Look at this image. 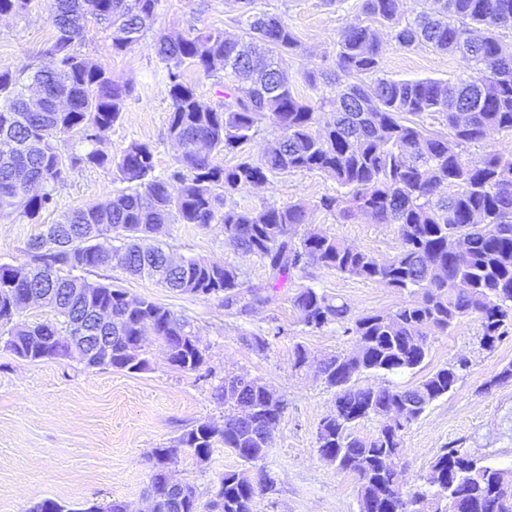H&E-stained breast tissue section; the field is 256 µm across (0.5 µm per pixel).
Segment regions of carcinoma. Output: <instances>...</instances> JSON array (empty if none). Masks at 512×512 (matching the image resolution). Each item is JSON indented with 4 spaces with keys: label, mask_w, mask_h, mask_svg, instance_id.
I'll return each instance as SVG.
<instances>
[{
    "label": "carcinoma",
    "mask_w": 512,
    "mask_h": 512,
    "mask_svg": "<svg viewBox=\"0 0 512 512\" xmlns=\"http://www.w3.org/2000/svg\"><path fill=\"white\" fill-rule=\"evenodd\" d=\"M158 0H54L55 35L47 50L54 68L0 70V220L36 222L53 201V190L81 167H115L129 192L73 209L28 244L24 260L0 265V349L31 362L68 358L53 337L74 335L86 306L110 308L112 357L106 366L132 373L149 369L145 332L167 349L170 365L196 371L204 349L188 323L169 309L134 298L112 283L68 276L74 270L121 269L181 293L220 296L224 307L255 310L271 304L293 272L327 269L383 283L409 293L395 310L354 316L349 306L315 288L291 298L298 321L311 331L332 325L353 336L350 349L322 359L320 374L335 392V408L316 434L320 457L358 481L360 512H512V468L483 465L461 448H443L423 483L405 489L397 477L403 432L434 401L453 390L469 369L459 358L428 374L413 388H362L357 376L419 367L431 338L466 318L478 321L479 344L491 351L512 326V153L489 150L473 157L465 147L491 130L512 132V0H434L437 8L411 20L399 15L398 0H362L364 19L346 25L336 43L332 72L305 68L310 100L295 94L287 58L300 42L282 18L253 14L241 4L243 34L252 47L216 30L176 38L162 36L155 52L164 64L170 100L168 137L180 148L170 179L154 175V150L132 142L115 159L104 152H67L77 135L95 142L122 117L134 88L77 49L88 19L111 31L112 51L125 52L140 40ZM390 30L401 49L429 46L454 53L472 76L455 83L425 78L394 80L382 74L378 28ZM190 66L209 77L224 72V101L201 102L185 80ZM44 101L29 106L26 90ZM333 108L321 124L320 114ZM433 117L448 127L434 133L420 123ZM272 128L264 155L254 160L244 148L258 128ZM224 153L241 154L226 167ZM319 171L345 192L325 196L317 208L341 224H393L396 254L379 259L339 237L307 231L308 209L238 210L224 198L266 183L285 172ZM179 183L175 190L170 182ZM169 224H219L224 241L253 255L268 270L263 285L240 292L237 268L203 258L179 264L159 247L140 241ZM52 309L56 321H19L32 298ZM224 422H199L174 445L151 451L153 512H254L257 494L276 492L261 462L273 427L287 401L266 382L244 372L224 376L215 389ZM375 418L376 433L362 437L355 425ZM235 453L244 471L219 477L213 498L200 506L194 488L173 479L169 464L188 448L204 462L217 446ZM29 512H126L121 502L68 509L52 499Z\"/></svg>",
    "instance_id": "obj_1"
}]
</instances>
